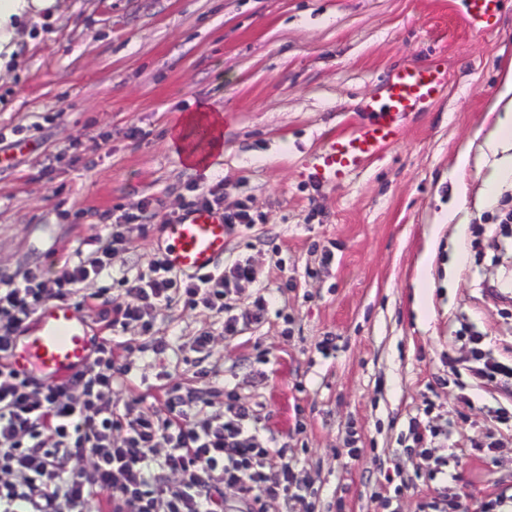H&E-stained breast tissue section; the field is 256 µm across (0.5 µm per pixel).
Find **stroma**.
Segmentation results:
<instances>
[{"label":"stroma","mask_w":512,"mask_h":512,"mask_svg":"<svg viewBox=\"0 0 512 512\" xmlns=\"http://www.w3.org/2000/svg\"><path fill=\"white\" fill-rule=\"evenodd\" d=\"M463 11L461 0H57L50 20L18 29L0 77V131L41 126L0 170V270L54 272L75 250H94L100 212L151 204L157 221L134 232L133 252L84 284L111 287L148 270L191 185L220 187L225 208L243 203L255 218L226 244L228 256L249 252L255 271L237 299L264 293L268 316L228 336L209 310L157 305L169 342L158 358L127 347L133 331L113 334L97 309H82L93 344L109 341L128 368L113 402L147 414L162 389L194 385L191 343L204 329L216 403L232 390L256 406L261 435L286 442L311 482L314 512H418L436 486L400 438L424 407L464 442L448 472L469 512L512 495V437L486 449L490 397L464 375L470 350L454 340L465 322L494 356L512 352V271L490 263L500 252L492 217L512 184L485 185L498 161L485 139L512 63V0L484 36ZM409 54L446 62V93L405 120L382 158L340 183L313 181L312 156L352 128ZM198 111L220 118L221 141L193 166L175 134ZM50 153L63 159L45 178ZM453 205L461 237L442 220ZM260 357L270 378L256 386ZM354 446L364 451L356 466L346 462ZM388 473L406 490L395 492Z\"/></svg>","instance_id":"stroma-1"}]
</instances>
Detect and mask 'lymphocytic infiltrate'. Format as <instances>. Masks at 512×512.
<instances>
[{
  "instance_id": "f902f5d3",
  "label": "lymphocytic infiltrate",
  "mask_w": 512,
  "mask_h": 512,
  "mask_svg": "<svg viewBox=\"0 0 512 512\" xmlns=\"http://www.w3.org/2000/svg\"><path fill=\"white\" fill-rule=\"evenodd\" d=\"M154 217L145 206L114 224L102 212L96 248L87 256L65 260L51 275L0 272V512H86L101 501L109 512H261L271 500L282 501L288 512H312L310 484L275 436H260L255 407L233 397L225 409H214L204 388L211 377L203 364L210 355L208 331L192 341L201 359L197 386L166 389L150 414L111 404L127 372L103 343L88 368L58 382L11 369L15 340L39 307L51 298L88 305L81 284L109 267L133 229H146ZM254 280L252 260L244 255L203 274L176 271L160 255L147 271L115 279L126 301L113 309L111 325L140 326L160 356L168 342L152 312L160 303L180 302L223 315L225 335L234 336L266 317L264 296L243 306L231 302ZM456 337L471 346L472 386L512 396V357L485 353L482 335L469 329ZM404 439L415 448H443L448 426L419 411L409 416ZM82 457L91 458L90 468L67 470L71 459Z\"/></svg>"
}]
</instances>
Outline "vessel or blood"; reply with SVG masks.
Here are the masks:
<instances>
[{
	"label": "vessel or blood",
	"instance_id": "1",
	"mask_svg": "<svg viewBox=\"0 0 512 512\" xmlns=\"http://www.w3.org/2000/svg\"><path fill=\"white\" fill-rule=\"evenodd\" d=\"M464 18L478 35L495 30L503 0H463ZM448 88V72L441 60H407L388 77L380 98L367 102L362 118L346 133L331 137L314 157L311 176L336 183L367 161L399 142L407 116L425 111ZM165 258L172 268L203 273L223 258L228 228L222 213L195 210L165 225ZM92 345L85 320L74 304L59 301L43 305L35 328L23 331L10 358L21 375L38 369L56 382L83 370L91 362Z\"/></svg>",
	"mask_w": 512,
	"mask_h": 512
}]
</instances>
